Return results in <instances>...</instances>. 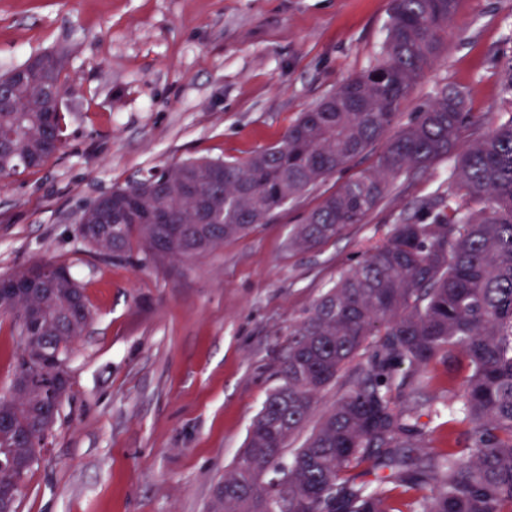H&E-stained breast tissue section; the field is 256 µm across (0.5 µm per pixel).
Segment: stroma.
<instances>
[{
  "label": "stroma",
  "mask_w": 512,
  "mask_h": 512,
  "mask_svg": "<svg viewBox=\"0 0 512 512\" xmlns=\"http://www.w3.org/2000/svg\"><path fill=\"white\" fill-rule=\"evenodd\" d=\"M390 0H0V72L65 57L64 148L0 188V276L68 265L92 310L71 347L70 390L17 512H212L216 486L275 384L288 328L420 203L447 192L453 159L400 178L362 221L309 250L297 224L380 146L247 236L188 263L89 253L77 217L164 162L243 160L300 112L381 60ZM512 0H459L402 129L443 90L485 122L512 116L500 70ZM461 373L431 364L418 407L433 446Z\"/></svg>",
  "instance_id": "obj_1"
}]
</instances>
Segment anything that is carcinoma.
Wrapping results in <instances>:
<instances>
[{"mask_svg":"<svg viewBox=\"0 0 512 512\" xmlns=\"http://www.w3.org/2000/svg\"><path fill=\"white\" fill-rule=\"evenodd\" d=\"M457 0H391L382 61L343 82L301 113L275 143L244 161L166 162L113 190L138 191L153 177L160 193L146 210L181 226L112 219V236L90 248L123 257L138 247L147 261H187L247 235L288 202L381 143L376 166L326 196L298 225L290 245L308 249L362 223L388 188L412 170L450 155L460 132L477 124L465 99L446 90L396 134L408 92L442 53ZM39 83L19 68L0 74V182L41 167L62 150L66 119L58 105L64 68L55 52ZM27 159L16 169V157ZM214 224H198L201 201ZM32 295L0 298L13 331L27 336L0 397V488L21 484L36 449L28 434L53 427L45 371L68 358L91 317L82 288L62 264ZM363 349L373 365L297 448L289 441L313 415L322 392ZM460 356L466 371L448 397V448L428 450L417 404L396 406L393 391L421 396L427 370ZM404 372H399L400 367ZM381 466L389 474L360 481ZM215 512H512V116L490 125L456 155L448 193L421 203L388 239L315 299L288 329L278 383L252 421L246 448L215 491Z\"/></svg>","mask_w":512,"mask_h":512,"instance_id":"obj_1","label":"carcinoma"}]
</instances>
